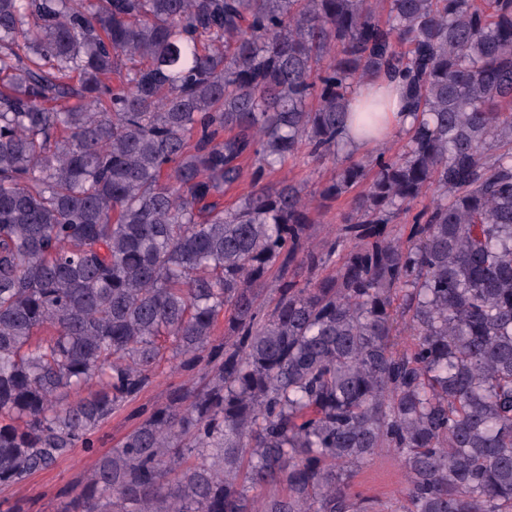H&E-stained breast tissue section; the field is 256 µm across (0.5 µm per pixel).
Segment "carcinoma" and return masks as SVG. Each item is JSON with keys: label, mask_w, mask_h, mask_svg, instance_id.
I'll list each match as a JSON object with an SVG mask.
<instances>
[{"label": "carcinoma", "mask_w": 512, "mask_h": 512, "mask_svg": "<svg viewBox=\"0 0 512 512\" xmlns=\"http://www.w3.org/2000/svg\"><path fill=\"white\" fill-rule=\"evenodd\" d=\"M385 2L0 0V486L167 356L195 375L56 512H368L381 451L405 512H512V0ZM381 75L413 123L356 160ZM299 155L343 167L269 180ZM353 195L354 193H350L338 200L324 201L321 215H313L316 220V223L312 226V236L315 242H323L334 236L336 224L342 214L351 210ZM406 486L405 468L392 454L381 452L352 468L349 487L354 498L373 512H401V490Z\"/></svg>", "instance_id": "1"}]
</instances>
